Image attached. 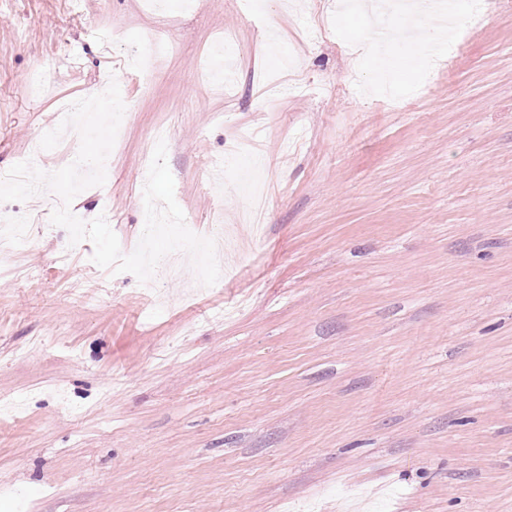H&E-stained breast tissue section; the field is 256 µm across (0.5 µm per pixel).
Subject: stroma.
<instances>
[{
	"instance_id": "stroma-1",
	"label": "stroma",
	"mask_w": 512,
	"mask_h": 512,
	"mask_svg": "<svg viewBox=\"0 0 512 512\" xmlns=\"http://www.w3.org/2000/svg\"><path fill=\"white\" fill-rule=\"evenodd\" d=\"M465 2L456 50L383 53L339 0H0V173L68 165L31 144L112 75L74 214L131 253L162 126L186 223L237 243L213 286L142 284L67 255L56 194L0 204L29 239L0 256V512H512V0ZM242 130L253 171L211 183ZM167 48L168 44L166 41L161 39L152 40L145 52L132 55L131 59L136 62L135 69L144 77L151 76L156 67V59L163 55L167 51Z\"/></svg>"
}]
</instances>
